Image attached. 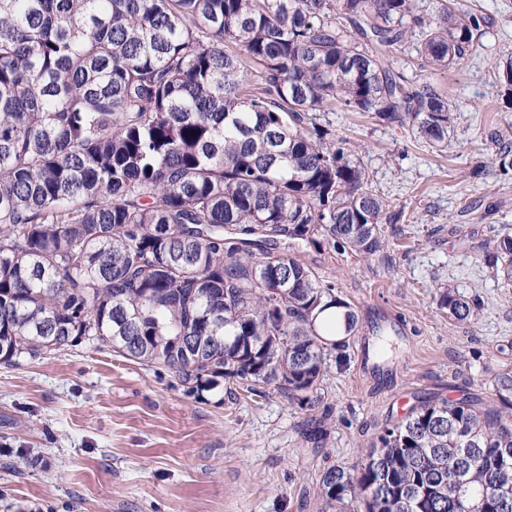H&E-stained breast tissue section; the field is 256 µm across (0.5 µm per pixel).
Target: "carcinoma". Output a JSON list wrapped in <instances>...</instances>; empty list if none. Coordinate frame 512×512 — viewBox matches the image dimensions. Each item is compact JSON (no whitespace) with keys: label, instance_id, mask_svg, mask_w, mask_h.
I'll return each instance as SVG.
<instances>
[{"label":"carcinoma","instance_id":"cac0c4a2","mask_svg":"<svg viewBox=\"0 0 512 512\" xmlns=\"http://www.w3.org/2000/svg\"><path fill=\"white\" fill-rule=\"evenodd\" d=\"M484 24L416 0H0V363L87 343L196 393L234 379L309 407L359 318L290 245L371 256L385 211L325 114L447 145L452 102L389 54L414 39L445 69ZM485 262L511 281L512 235ZM436 301L477 315L452 288ZM494 391L495 410L418 402L322 472L327 506L512 512L511 371Z\"/></svg>","mask_w":512,"mask_h":512}]
</instances>
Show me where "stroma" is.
Segmentation results:
<instances>
[{"mask_svg":"<svg viewBox=\"0 0 512 512\" xmlns=\"http://www.w3.org/2000/svg\"><path fill=\"white\" fill-rule=\"evenodd\" d=\"M465 2L487 20L477 54L440 70L407 43L391 57L455 101L447 148L368 113L327 116L388 221L383 249L367 258L295 250L360 321L313 405L233 380L199 398L164 367L85 345L0 365V512H321L323 469L360 462L418 401L497 406L492 382L512 371V284L484 255L512 229V169L496 157L512 129V94L496 76L512 56V0ZM444 286L479 300L475 321L437 307ZM383 332L396 351L381 359L373 341Z\"/></svg>","mask_w":512,"mask_h":512,"instance_id":"1","label":"stroma"}]
</instances>
